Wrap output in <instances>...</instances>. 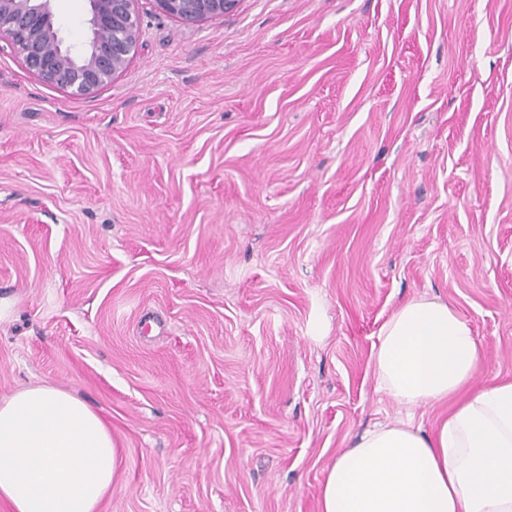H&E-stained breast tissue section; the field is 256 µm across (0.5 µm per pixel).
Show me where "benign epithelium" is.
Segmentation results:
<instances>
[{
	"instance_id": "obj_1",
	"label": "benign epithelium",
	"mask_w": 512,
	"mask_h": 512,
	"mask_svg": "<svg viewBox=\"0 0 512 512\" xmlns=\"http://www.w3.org/2000/svg\"><path fill=\"white\" fill-rule=\"evenodd\" d=\"M51 0H0V42L22 57L43 82L74 97H90L123 71L135 53L138 0H89L92 37L75 54L63 47ZM163 13L185 22L222 16L239 0H154Z\"/></svg>"
}]
</instances>
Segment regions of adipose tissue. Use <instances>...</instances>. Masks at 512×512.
<instances>
[{
  "label": "adipose tissue",
  "instance_id": "1",
  "mask_svg": "<svg viewBox=\"0 0 512 512\" xmlns=\"http://www.w3.org/2000/svg\"><path fill=\"white\" fill-rule=\"evenodd\" d=\"M482 344L447 303L400 305L374 354L380 390L412 409L461 395L430 433L365 431L327 468L319 512H512V381L475 386ZM121 459L106 421L49 384L0 400V500L12 512H98Z\"/></svg>",
  "mask_w": 512,
  "mask_h": 512
}]
</instances>
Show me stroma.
<instances>
[{
  "label": "stroma",
  "mask_w": 512,
  "mask_h": 512,
  "mask_svg": "<svg viewBox=\"0 0 512 512\" xmlns=\"http://www.w3.org/2000/svg\"><path fill=\"white\" fill-rule=\"evenodd\" d=\"M65 45L88 0H54ZM75 99L0 53V399L69 390L121 468L98 512H318L379 330L436 297L512 380V0H139ZM163 13L185 22H200L226 14L239 0H154Z\"/></svg>",
  "instance_id": "35a3bbf8"
}]
</instances>
